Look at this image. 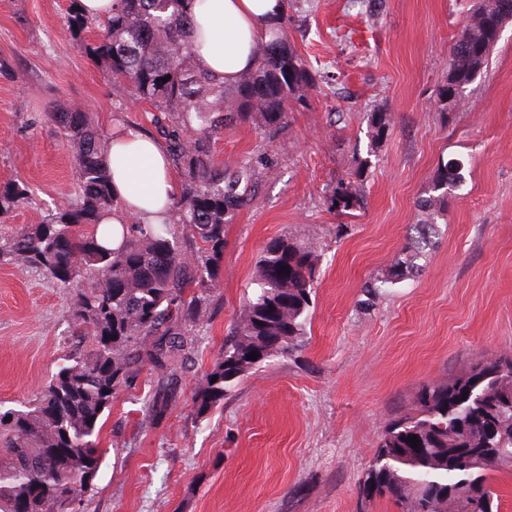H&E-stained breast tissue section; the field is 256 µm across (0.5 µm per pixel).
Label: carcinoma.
I'll return each instance as SVG.
<instances>
[{"label":"carcinoma","instance_id":"1","mask_svg":"<svg viewBox=\"0 0 512 512\" xmlns=\"http://www.w3.org/2000/svg\"><path fill=\"white\" fill-rule=\"evenodd\" d=\"M78 2L70 0L65 26L79 50L154 112L151 123L180 174L171 207L177 219H136L118 249L100 245L97 224L120 206L105 158L107 135L78 107L48 113L74 159L77 188L40 223L1 239L0 261L36 268L64 287L76 285L69 320L91 345L64 358L32 406L0 408V445L6 448L0 455V512H66L68 494H86L83 475L98 474L102 464L103 415L118 394L135 387L145 367L166 378L151 411L159 415L175 399L189 328L211 315L209 292L224 253V226L247 206L257 181L251 160L217 166L212 139L244 123L269 133L285 129L292 107L304 103L313 86L290 43L286 12L256 46L254 68L226 85L196 63L189 35L194 0H113L105 19L87 17ZM92 30L94 39L84 40ZM496 34L494 0H485L450 46L448 87L437 96L443 120L463 105L472 72L488 64ZM367 121V157L327 198L338 215L363 203L364 172L389 134L392 114L374 109ZM463 170L460 158L438 166L415 202L417 221L405 244L383 277L364 282L360 305L370 306L394 285L422 274L427 251L447 223L449 197L464 184ZM28 198L25 184L0 183V222ZM318 264L310 243L294 236L265 244L255 264L257 288L192 397L196 415L223 400L250 370L306 347ZM249 354L258 358L249 360ZM412 435L416 448L408 442ZM501 470L512 471L511 354L479 359L419 387L412 407L382 433L360 486V512H369L377 497L394 501L401 512H500L493 472Z\"/></svg>","mask_w":512,"mask_h":512}]
</instances>
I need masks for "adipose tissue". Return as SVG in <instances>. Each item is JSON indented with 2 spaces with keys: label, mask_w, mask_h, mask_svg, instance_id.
<instances>
[{
  "label": "adipose tissue",
  "mask_w": 512,
  "mask_h": 512,
  "mask_svg": "<svg viewBox=\"0 0 512 512\" xmlns=\"http://www.w3.org/2000/svg\"><path fill=\"white\" fill-rule=\"evenodd\" d=\"M283 8L282 0H198L191 25L199 67L225 83H235L253 68L254 47L273 30ZM108 144L112 193L121 204L99 224L96 238L115 248L130 218L156 224L169 217L178 183L162 142L151 134L116 123Z\"/></svg>",
  "instance_id": "1"
}]
</instances>
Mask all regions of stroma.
<instances>
[{
  "label": "stroma",
  "instance_id": "stroma-1",
  "mask_svg": "<svg viewBox=\"0 0 512 512\" xmlns=\"http://www.w3.org/2000/svg\"><path fill=\"white\" fill-rule=\"evenodd\" d=\"M477 0H290L288 36L315 81L286 129L242 124L212 141L218 163L263 158L249 205L224 231L212 314L192 329L180 392L159 418L147 370L103 418L102 465L85 512H357L359 485L387 423L420 385L487 354L512 353V23L463 106L443 121L450 45ZM69 0H0V182L31 190L0 237L36 224L76 187L71 152L47 114L78 105L151 130L144 103L114 86L64 26ZM391 112L349 215L326 197L367 157V114ZM463 158L466 181L422 276L359 307L417 220L434 170ZM344 233H337V225ZM311 242L319 277L309 342L251 370L204 416L191 396L251 295L271 238ZM72 289L19 262L0 264V407L43 389L76 338Z\"/></svg>",
  "mask_w": 512,
  "mask_h": 512
}]
</instances>
